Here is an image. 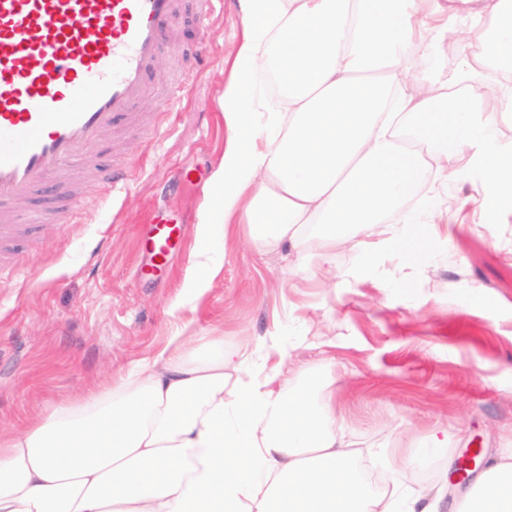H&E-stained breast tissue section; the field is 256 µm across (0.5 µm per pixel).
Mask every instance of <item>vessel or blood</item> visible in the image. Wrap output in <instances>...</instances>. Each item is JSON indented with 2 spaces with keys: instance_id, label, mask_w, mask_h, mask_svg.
Wrapping results in <instances>:
<instances>
[{
  "instance_id": "vessel-or-blood-1",
  "label": "vessel or blood",
  "mask_w": 512,
  "mask_h": 512,
  "mask_svg": "<svg viewBox=\"0 0 512 512\" xmlns=\"http://www.w3.org/2000/svg\"><path fill=\"white\" fill-rule=\"evenodd\" d=\"M182 0H0V253L30 224L64 221L86 181L113 180L94 152L134 103ZM56 183L47 208L20 216L15 200ZM175 228L150 225L156 262Z\"/></svg>"
}]
</instances>
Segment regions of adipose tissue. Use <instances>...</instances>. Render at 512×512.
Segmentation results:
<instances>
[{
    "label": "adipose tissue",
    "mask_w": 512,
    "mask_h": 512,
    "mask_svg": "<svg viewBox=\"0 0 512 512\" xmlns=\"http://www.w3.org/2000/svg\"><path fill=\"white\" fill-rule=\"evenodd\" d=\"M241 36L224 85V153L197 236L188 288L221 269L213 243L237 231L258 252L318 236L314 274L336 276V248L360 258L411 223L404 203L449 157L483 176L481 212L501 209L512 171V0H238ZM464 49L422 67L437 42ZM490 42L491 60L472 44ZM275 77L274 93L257 90ZM431 145L422 156L420 142ZM277 337L225 347L173 337L155 358L55 404L0 437V512H435L441 488L392 492L363 477L336 405L318 382H290ZM459 512H512V456L482 472ZM459 47L453 40H445L440 42L435 50L432 61L441 69L450 70L459 62Z\"/></svg>",
    "instance_id": "1"
}]
</instances>
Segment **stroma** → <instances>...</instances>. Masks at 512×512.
<instances>
[{
	"instance_id": "35a3bbf8",
	"label": "stroma",
	"mask_w": 512,
	"mask_h": 512,
	"mask_svg": "<svg viewBox=\"0 0 512 512\" xmlns=\"http://www.w3.org/2000/svg\"><path fill=\"white\" fill-rule=\"evenodd\" d=\"M238 41L235 0L203 20L188 0L134 106L139 124L113 134L102 158L125 183H85L92 207L32 225L0 272V432L155 357L172 336L206 332L228 345L280 336L289 380H319L362 466L386 478L408 467L416 491L444 486L439 512H452L466 488L449 483V460L476 442L487 463L512 451V208L478 215L479 175L453 159L447 183L412 207L425 247L407 284L381 245L368 262L337 250L336 280L324 288L295 270L313 260L315 242L260 256L234 237L211 288L193 299L197 219L223 154L218 103ZM178 77L190 83L171 108ZM435 205L447 225L429 224ZM159 217L186 224L184 257L137 277L142 228ZM399 425L409 448L447 434V455L412 467L387 456Z\"/></svg>"
}]
</instances>
